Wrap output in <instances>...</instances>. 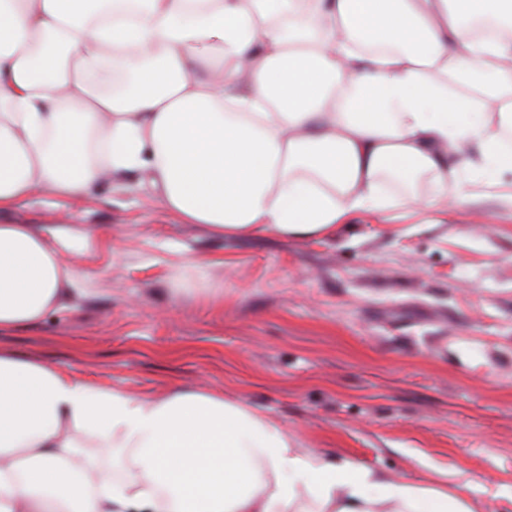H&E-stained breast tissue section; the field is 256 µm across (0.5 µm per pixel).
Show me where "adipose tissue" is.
Listing matches in <instances>:
<instances>
[{"instance_id":"adipose-tissue-1","label":"adipose tissue","mask_w":512,"mask_h":512,"mask_svg":"<svg viewBox=\"0 0 512 512\" xmlns=\"http://www.w3.org/2000/svg\"><path fill=\"white\" fill-rule=\"evenodd\" d=\"M501 23L488 40L468 19ZM512 0H0V212L137 172L218 237L320 236L380 209L455 207L512 170ZM479 162H471V152ZM73 275L0 224V333ZM93 443L112 470L85 451ZM471 512L211 392L96 389L0 348V512Z\"/></svg>"}]
</instances>
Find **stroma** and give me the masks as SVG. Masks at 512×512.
<instances>
[{
  "label": "stroma",
  "instance_id": "stroma-1",
  "mask_svg": "<svg viewBox=\"0 0 512 512\" xmlns=\"http://www.w3.org/2000/svg\"><path fill=\"white\" fill-rule=\"evenodd\" d=\"M132 173L0 213L67 258L66 309L0 348L100 389L197 387L301 451L512 512V210L393 206L325 235L214 236Z\"/></svg>",
  "mask_w": 512,
  "mask_h": 512
}]
</instances>
